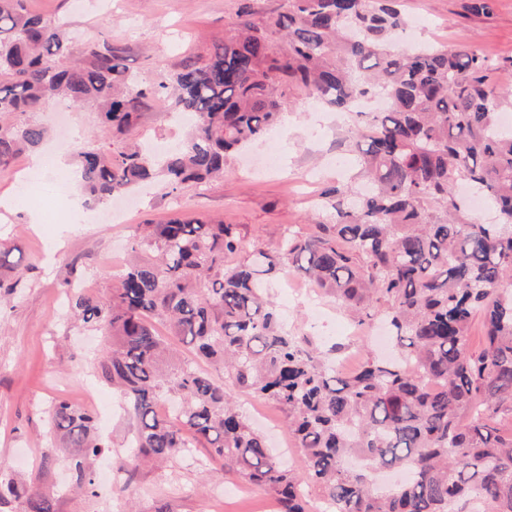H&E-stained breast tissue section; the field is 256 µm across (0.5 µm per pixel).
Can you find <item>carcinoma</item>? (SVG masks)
Wrapping results in <instances>:
<instances>
[{"mask_svg":"<svg viewBox=\"0 0 512 512\" xmlns=\"http://www.w3.org/2000/svg\"><path fill=\"white\" fill-rule=\"evenodd\" d=\"M241 16L206 54L140 88L122 49L88 42L76 59L60 26L25 0H0V169L43 142L46 129L22 116L53 97L96 104L114 134L151 95L173 96L188 117L184 142L160 158L126 142L81 145L80 193L98 203L155 175L175 192L224 174L230 155L281 122L297 89L342 112L360 97L386 102L354 130L371 189L352 201L329 192L333 223L304 238L285 231L255 265L232 261L241 241L229 225L183 215L145 224L111 294L70 296L77 319L105 337L98 371L136 420L123 466L184 458L203 442L277 512H308V487L333 512H512V435L493 426L512 413V129L498 122L512 89L492 84L493 64L469 48L394 49L405 26L397 0H287L260 26ZM460 183L489 200L493 223L469 217ZM291 271L357 324L382 317L399 353L339 375L328 353L285 329L265 289ZM478 313L476 352L468 329ZM158 323L224 380L176 359ZM229 384L285 410L306 474L275 459ZM167 396L179 400L173 418L157 411ZM49 418L73 485L97 495L93 464L108 445L93 416L59 399ZM354 455L362 465L347 464ZM392 469L408 477L379 486ZM0 512H56V498L1 461Z\"/></svg>","mask_w":512,"mask_h":512,"instance_id":"carcinoma-1","label":"carcinoma"}]
</instances>
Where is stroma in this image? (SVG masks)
<instances>
[{
  "label": "stroma",
  "mask_w": 512,
  "mask_h": 512,
  "mask_svg": "<svg viewBox=\"0 0 512 512\" xmlns=\"http://www.w3.org/2000/svg\"><path fill=\"white\" fill-rule=\"evenodd\" d=\"M246 3L251 21L260 24L281 12L285 0H27V7L64 24L75 46L107 41L125 47L130 72L146 84L156 72L176 71L187 56L206 53L223 40ZM399 4L409 25L395 37L396 47L431 42L472 48L497 61L492 83L512 87V0H495L488 15L472 12L471 0ZM173 107L169 99L146 100L132 138L163 149L179 143L184 125L169 124L161 115ZM30 118L53 130L51 143L61 148L90 142L106 150L112 144L111 136L101 132L98 107L91 104L64 109L54 102ZM354 122V115L327 105L309 106L304 92H294L282 127L252 142L246 153L230 157L223 177L172 195L156 182L139 188L121 224L93 220L89 207L85 220L68 222L77 186L64 192L58 174L32 175V152L0 169V248L9 251L21 276L15 294L0 302V461L26 481L57 489V512H267L273 505L265 490L225 473L223 462L201 447L190 458L144 466L131 477L120 472L136 422L97 375L100 336L75 322L69 304L56 299L67 281L109 294L129 258V241L142 224H162L180 214L230 224L242 241L240 260L250 262L258 252L275 248L285 228L306 234L315 225L332 223L331 211L319 206L321 192L362 181L360 152L350 134ZM290 283L311 285L295 273L273 285L271 295L289 332L324 347L350 349L352 366H359L372 347L351 336L354 322L348 313L326 294L322 301L329 314L317 316L306 302L289 297ZM88 384L114 407L111 421L101 429L111 449L96 463L110 469V486L95 497L71 486L65 453L48 423L54 399L84 404ZM232 396L276 453L287 457L283 412L237 390ZM47 456L54 464L45 469L41 463Z\"/></svg>",
  "instance_id": "stroma-1"
}]
</instances>
